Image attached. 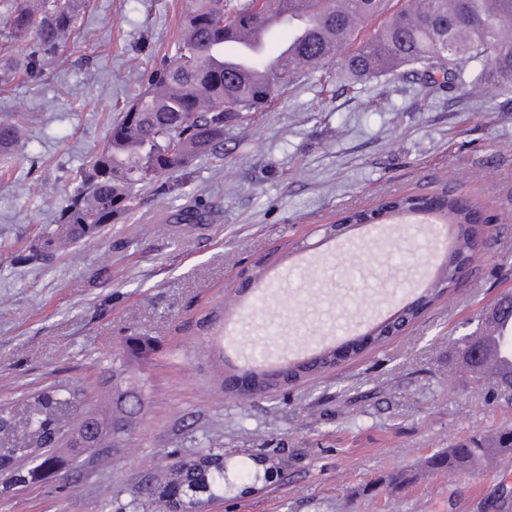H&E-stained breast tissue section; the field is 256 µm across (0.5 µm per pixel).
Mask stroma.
<instances>
[{
  "mask_svg": "<svg viewBox=\"0 0 512 512\" xmlns=\"http://www.w3.org/2000/svg\"><path fill=\"white\" fill-rule=\"evenodd\" d=\"M182 0H93L81 33L41 73L0 89V122L26 115L16 155H0V406L51 386L84 385L86 410L134 360L136 420L114 451L60 470L0 473V512H137L160 461L223 446L230 464L208 512H499L512 460L498 476L430 472L449 443L498 425L512 407L474 389L451 349L512 293V104L453 89L426 99L410 75L374 78L359 92L321 88L303 72L247 129L225 128L224 151L197 160L176 195L139 191L130 211L94 236L30 267L17 254L55 229L78 170L106 141L116 99L137 92L184 35ZM386 97L394 111L374 109ZM482 201L493 219L450 297L428 306L385 345L340 358L320 379L247 400L227 398V372L252 352L268 362L311 356L325 336L381 321L435 275L450 239L366 223L326 239L320 225L442 185ZM198 223L182 222L185 210ZM281 256L263 281L240 271ZM223 309L220 343L199 320Z\"/></svg>",
  "mask_w": 512,
  "mask_h": 512,
  "instance_id": "35a3bbf8",
  "label": "stroma"
}]
</instances>
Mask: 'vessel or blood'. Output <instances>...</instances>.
<instances>
[{
	"instance_id": "vessel-or-blood-1",
	"label": "vessel or blood",
	"mask_w": 512,
	"mask_h": 512,
	"mask_svg": "<svg viewBox=\"0 0 512 512\" xmlns=\"http://www.w3.org/2000/svg\"><path fill=\"white\" fill-rule=\"evenodd\" d=\"M286 23L293 24L298 32L303 33L309 28L311 21L303 13L289 18L275 14L262 27L240 29L235 38L237 52L234 57L228 59L227 68L241 76L261 78L269 69L287 64L289 58L293 56L291 50H283L273 58L266 56L263 52V46L269 34ZM488 331L496 339L497 354L494 358L488 359L485 371L489 375L496 376L502 372L501 359L507 358L508 354L512 353V313L501 311L492 321Z\"/></svg>"
}]
</instances>
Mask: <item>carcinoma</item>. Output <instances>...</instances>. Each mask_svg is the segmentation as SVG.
Masks as SVG:
<instances>
[{
  "mask_svg": "<svg viewBox=\"0 0 512 512\" xmlns=\"http://www.w3.org/2000/svg\"><path fill=\"white\" fill-rule=\"evenodd\" d=\"M410 0L394 10V0H184L185 35L174 54L153 72L149 88L117 107L120 119L112 124L105 147L81 169L80 185L60 209L54 231L33 245L19 258L33 263L60 251L74 238L90 236L105 224L130 210L136 191L147 184H158L163 194L181 189L182 178L193 162L224 145V127L254 118L277 100L299 77L300 71L283 66L269 71L259 81L224 72V45L236 29L254 26L258 19L273 13L304 11L334 33L339 42L358 41L344 62L356 90L361 81L379 74L409 68L426 97L453 88L465 87L474 94L489 80L497 83L499 94L512 96V40L500 37V29L512 19V0H421L418 10ZM88 0H5L0 12V29L7 43L37 39L38 47L22 58L4 55L0 49V84L21 73L41 69L42 54L54 51L78 26ZM385 17L373 35L358 39L364 23ZM302 52L313 56V68L328 82V66L334 58L328 42L317 31L302 43ZM0 152L11 149L20 138V126L1 122ZM428 206L440 213L442 224L455 227L456 242L448 251L472 260L477 244L471 240L472 228L480 213L477 200L460 199L448 188L430 198L403 195L383 202L376 213L407 215ZM451 277L444 275L431 282L425 294L398 315L406 325L415 320L419 306L433 303L449 289ZM503 308H512V293L507 294L478 319L476 329L456 337L452 346L462 369L476 385L489 384L496 397L512 405V370L500 376L485 375L482 357L476 355L484 339L489 318ZM87 391L78 385H60L35 394L19 416L0 428V455L29 459L42 469L59 466L63 459L49 454L40 445L43 435L52 432L57 417L82 405ZM133 410L110 418L92 412L82 426L61 436L70 458L87 451L90 441L104 448L106 439L122 432ZM512 451V428L483 433L476 439L458 442L428 462L434 471L474 469L493 455ZM216 463L202 470L179 460L169 465L162 490L149 493L151 502L169 506L168 492L181 489L191 505H206L224 490V449L204 455Z\"/></svg>",
  "mask_w": 512,
  "mask_h": 512,
  "instance_id": "cac0c4a2",
  "label": "carcinoma"
}]
</instances>
